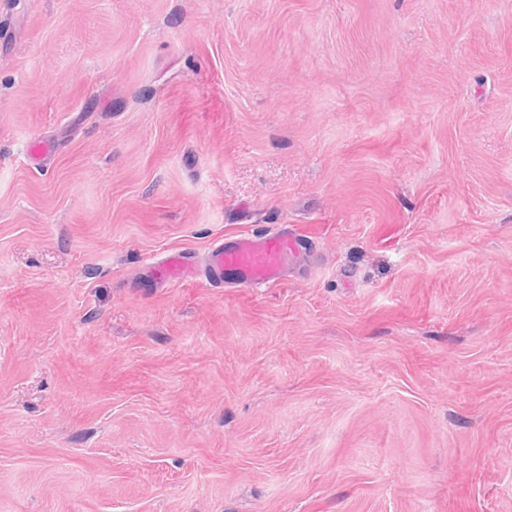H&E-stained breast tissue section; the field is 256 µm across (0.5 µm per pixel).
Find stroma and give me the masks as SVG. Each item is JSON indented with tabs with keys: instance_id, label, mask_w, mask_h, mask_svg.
<instances>
[{
	"instance_id": "obj_1",
	"label": "stroma",
	"mask_w": 512,
	"mask_h": 512,
	"mask_svg": "<svg viewBox=\"0 0 512 512\" xmlns=\"http://www.w3.org/2000/svg\"><path fill=\"white\" fill-rule=\"evenodd\" d=\"M10 2L0 512H512V0ZM294 233L245 231L214 246L206 256V281L210 286L224 284L225 274L238 285L256 287L279 284L288 260L299 253ZM195 264L186 253L170 252L167 257L149 267V273L159 283L178 281L195 273Z\"/></svg>"
}]
</instances>
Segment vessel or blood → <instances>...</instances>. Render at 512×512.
Returning a JSON list of instances; mask_svg holds the SVG:
<instances>
[{"instance_id":"1","label":"vessel or blood","mask_w":512,"mask_h":512,"mask_svg":"<svg viewBox=\"0 0 512 512\" xmlns=\"http://www.w3.org/2000/svg\"><path fill=\"white\" fill-rule=\"evenodd\" d=\"M299 252L294 233L280 231L255 233L246 231L214 246L206 256V281L223 283L232 278L245 287L279 284L288 261ZM195 265L186 253L174 251L149 268L154 280L168 283L193 275Z\"/></svg>"}]
</instances>
